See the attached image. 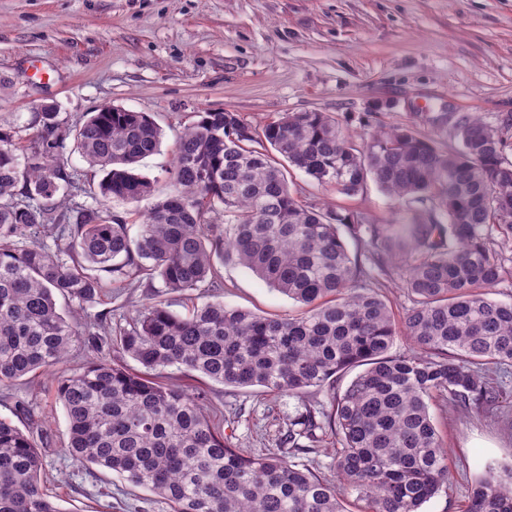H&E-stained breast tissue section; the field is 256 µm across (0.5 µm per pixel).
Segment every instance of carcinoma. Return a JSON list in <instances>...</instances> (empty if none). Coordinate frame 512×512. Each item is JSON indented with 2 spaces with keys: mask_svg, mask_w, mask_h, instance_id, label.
<instances>
[{
  "mask_svg": "<svg viewBox=\"0 0 512 512\" xmlns=\"http://www.w3.org/2000/svg\"><path fill=\"white\" fill-rule=\"evenodd\" d=\"M56 112H40L26 142L0 129V387L60 365L82 342L97 357L56 387L68 423L65 454L151 492L169 512H422L448 481V454L429 401L494 405L512 364V302L489 290L512 273V116L479 113L431 124L459 142L443 150L410 121L370 128L356 145L325 112H290L257 129L208 110L186 127L168 170L175 192L154 197L138 164L160 151L162 130L143 112L104 105L75 127L84 160L105 172L100 201L59 209L70 178ZM353 197L368 182L422 204L377 224L364 211L295 196L285 166ZM151 201L136 234L108 204ZM383 275H398L411 305L397 319L341 230ZM60 241L50 250L45 239ZM238 265L301 306L264 317L215 300L186 315L147 299L124 326L81 323L57 298L90 304L104 271L127 288L223 291ZM412 350L393 354L397 337ZM136 361L131 371L103 347ZM362 367L348 386L337 376ZM176 367L214 382L302 397L275 438L278 452L246 453L210 415L206 397L158 381ZM336 437V480L292 458ZM44 455L0 419V512H65L41 479ZM465 512H512V466L487 467Z\"/></svg>",
  "mask_w": 512,
  "mask_h": 512,
  "instance_id": "1",
  "label": "carcinoma"
}]
</instances>
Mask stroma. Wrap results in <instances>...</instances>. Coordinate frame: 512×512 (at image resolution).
Here are the masks:
<instances>
[{
    "mask_svg": "<svg viewBox=\"0 0 512 512\" xmlns=\"http://www.w3.org/2000/svg\"><path fill=\"white\" fill-rule=\"evenodd\" d=\"M0 126L34 136V118L56 106L65 136L62 159L73 187L66 205L98 201L104 174L75 148L74 129L103 105L149 115L162 129L160 154L142 175L157 195L174 186L164 171L180 132L205 110L234 112L253 126L291 112H325L361 140L358 118L380 124L414 115H512V0H0ZM302 200L367 211L387 222L408 204L375 184L346 197L292 171ZM225 304L264 316L298 308L248 270L223 268ZM145 289L109 285L83 320L104 314L122 323ZM93 353L75 345L55 372L0 388V417L33 436L42 475L63 512H168L154 495L111 471L78 469L64 455L67 419L54 395L57 376L83 368ZM166 380L205 393L225 433L244 450L273 449L301 400L328 404L327 391L299 399L235 388L170 368ZM430 412L448 450L450 480L424 512H463L486 464L512 465V370L490 409L459 411L433 399Z\"/></svg>",
    "mask_w": 512,
    "mask_h": 512,
    "instance_id": "obj_1",
    "label": "stroma"
}]
</instances>
